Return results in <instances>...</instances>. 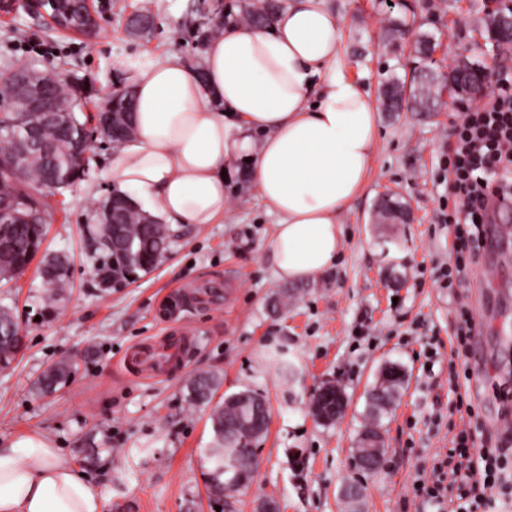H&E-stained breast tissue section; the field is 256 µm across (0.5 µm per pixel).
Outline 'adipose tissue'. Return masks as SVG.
<instances>
[{
  "label": "adipose tissue",
  "mask_w": 512,
  "mask_h": 512,
  "mask_svg": "<svg viewBox=\"0 0 512 512\" xmlns=\"http://www.w3.org/2000/svg\"><path fill=\"white\" fill-rule=\"evenodd\" d=\"M340 28L326 0H282L269 26L237 21L209 39L202 69L176 54L152 61L132 80L137 134L110 156L107 180L170 227L213 224L229 206L232 162L251 153V180L279 217L277 278L329 270L377 129L368 95L336 69ZM0 512L105 505L84 472L31 433L0 448Z\"/></svg>",
  "instance_id": "obj_1"
}]
</instances>
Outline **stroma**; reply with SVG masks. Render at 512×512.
<instances>
[{
	"instance_id": "obj_1",
	"label": "stroma",
	"mask_w": 512,
	"mask_h": 512,
	"mask_svg": "<svg viewBox=\"0 0 512 512\" xmlns=\"http://www.w3.org/2000/svg\"><path fill=\"white\" fill-rule=\"evenodd\" d=\"M477 0H328L342 20L339 70L379 103L386 78L410 73L409 45L384 40L394 22H415L440 46L435 66L447 70L466 56L486 70L497 50L482 32ZM93 38L52 28L46 15L17 8L0 12V74L20 64L66 77L82 89L92 114L118 77L174 53L190 66L202 62L198 37L207 27L204 0H90ZM154 18L149 35L132 34V12ZM462 110L379 112L367 182L343 217L344 243L334 266L295 284L279 311L271 299L285 284L275 276L270 241L277 217L248 178L246 157L230 168L232 207L215 224L174 230L158 267L131 283L104 286L94 275L96 255L85 241L100 204L111 194L105 170L113 149L95 140L84 176L63 193L47 196L42 253L70 260L63 299L54 313L42 304L40 260L0 286V305L11 309L25 348L0 371V446L40 434L96 483L106 507L139 499L144 512H259L262 500L277 512H348L340 497L353 479L358 432L366 421V391L387 363L401 365L406 383L385 430L384 465L363 480L357 512H425L413 489L420 468L446 453L454 428L448 409L474 405L480 426L500 411L512 415V235L484 249L458 290L438 279L453 262L448 215L454 206L448 170L451 132ZM385 192L412 210L407 224H375L371 215ZM224 291L215 306L194 289ZM488 327L474 353L483 363L479 385L452 363L459 303ZM169 313L191 341L184 366L164 378L143 377L124 364L135 346L158 336ZM73 358L75 373L57 393L39 397L33 383L50 365ZM214 377V401L249 389L271 409L257 451L252 483L229 506L217 508L206 491L202 450L212 440L210 408L192 403L191 381ZM325 381L348 396L344 415L314 421L309 396Z\"/></svg>"
}]
</instances>
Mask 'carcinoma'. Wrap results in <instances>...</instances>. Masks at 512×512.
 Returning <instances> with one entry per match:
<instances>
[{"instance_id": "1", "label": "carcinoma", "mask_w": 512, "mask_h": 512, "mask_svg": "<svg viewBox=\"0 0 512 512\" xmlns=\"http://www.w3.org/2000/svg\"><path fill=\"white\" fill-rule=\"evenodd\" d=\"M278 7V0H250L243 6V18L255 25L267 26ZM506 12L500 16L493 12L480 18L488 38L501 50L512 48V22ZM416 59L421 64L414 67L410 80L391 77L381 86L383 107L387 112H433L443 91L464 96L475 90L486 78L484 68L471 60H458L441 74L424 62L429 60L436 42L432 33L419 31L412 43ZM45 91L60 99L72 116L82 111L83 98L75 88L59 76L54 77ZM25 124L40 133V147L20 154L14 141V112L0 111V202L17 201V218L14 224H0V279L11 280L24 272L44 239L41 210L44 204L40 185L57 183L55 192L62 193L81 177L77 158L73 157V143L80 138L79 126H62L42 112L25 114ZM130 117L114 124V128H100L99 137L113 147H119L130 134L127 133ZM127 195L114 190L100 205L99 214L104 223L90 224L86 239L93 251L102 259V270L115 280L130 275L146 274L160 262L170 245L171 228L142 215L129 203L126 205L128 222L120 225L118 239H112L111 225L105 223L111 205H119ZM376 216L401 223L409 219L405 202L397 195H382L378 200ZM48 289L43 302L53 308L61 301L62 290L68 279V258L64 254L51 256L45 261ZM22 348V337L13 315L0 308V369L9 368ZM74 363L65 358L44 371L34 382L33 390L44 396L65 387L73 374ZM405 378L404 370L397 366L388 372H378L377 379L367 393V407L371 422L365 426L359 439L361 460L369 473L379 470L378 463L385 455L381 419L398 397ZM217 381L207 375L194 378L189 385V396L194 403H210ZM270 411L260 396L252 391H240L224 397L210 415L213 430L211 446L204 450L210 464L206 484L211 495L221 500L232 499L243 487L249 485L254 474L256 454L253 448L264 434Z\"/></svg>"}]
</instances>
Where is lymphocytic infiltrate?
<instances>
[{
    "instance_id": "obj_1",
    "label": "lymphocytic infiltrate",
    "mask_w": 512,
    "mask_h": 512,
    "mask_svg": "<svg viewBox=\"0 0 512 512\" xmlns=\"http://www.w3.org/2000/svg\"><path fill=\"white\" fill-rule=\"evenodd\" d=\"M494 77L498 93L467 113L453 133L449 163L459 205L449 215L448 226L456 239V258L440 272L450 281L480 260L488 194L512 198V64L501 63ZM508 465L497 455L491 437L464 432L434 467L424 491L435 512H485L491 505L487 492L502 484Z\"/></svg>"
}]
</instances>
